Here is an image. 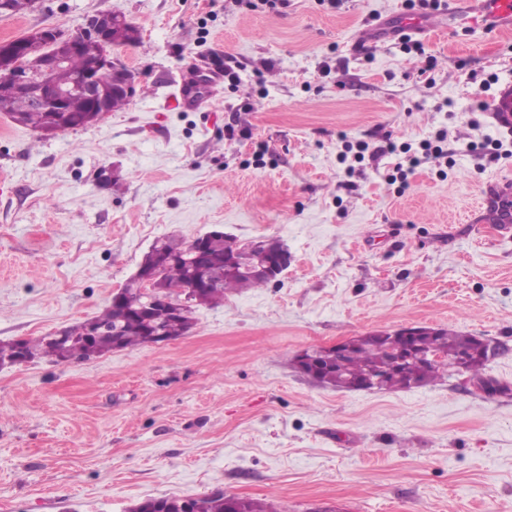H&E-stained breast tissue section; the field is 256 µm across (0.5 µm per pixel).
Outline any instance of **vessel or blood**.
Instances as JSON below:
<instances>
[{
	"mask_svg": "<svg viewBox=\"0 0 512 512\" xmlns=\"http://www.w3.org/2000/svg\"><path fill=\"white\" fill-rule=\"evenodd\" d=\"M452 24L468 29L512 30V0H454L446 11L430 16L424 25L425 31L438 32ZM490 112L498 129L512 133V84L503 85Z\"/></svg>",
	"mask_w": 512,
	"mask_h": 512,
	"instance_id": "vessel-or-blood-1",
	"label": "vessel or blood"
}]
</instances>
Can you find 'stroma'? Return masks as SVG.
Instances as JSON below:
<instances>
[{
  "label": "stroma",
  "instance_id": "1",
  "mask_svg": "<svg viewBox=\"0 0 512 512\" xmlns=\"http://www.w3.org/2000/svg\"><path fill=\"white\" fill-rule=\"evenodd\" d=\"M117 12L139 27L113 53L136 95L97 124L51 137L0 114V341L101 312L156 239L214 228L281 239L287 270L195 307L178 339L90 360L0 369V512H127L148 497L214 490L278 512H512V232L482 191L512 157L487 106L512 83V32L392 30L406 0H39L0 16V41L71 31ZM232 55L238 80L198 109L169 105L188 63ZM447 129L446 164L407 189L343 140L402 144ZM453 328L490 343L486 396L466 376L396 391H338L293 358L368 332Z\"/></svg>",
  "mask_w": 512,
  "mask_h": 512
}]
</instances>
